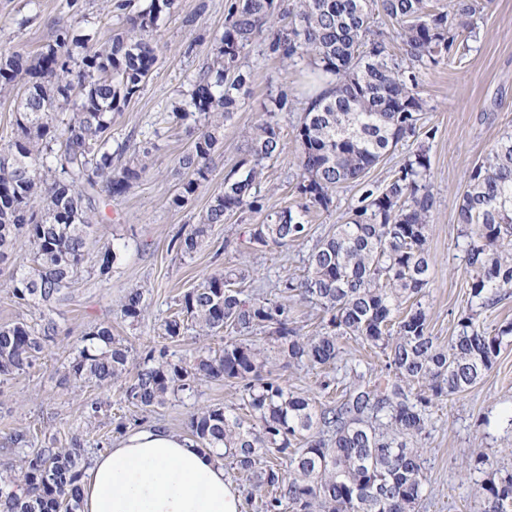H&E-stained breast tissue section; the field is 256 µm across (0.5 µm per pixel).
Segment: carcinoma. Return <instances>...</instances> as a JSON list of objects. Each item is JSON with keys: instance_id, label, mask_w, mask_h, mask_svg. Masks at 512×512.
<instances>
[{"instance_id": "cac0c4a2", "label": "carcinoma", "mask_w": 512, "mask_h": 512, "mask_svg": "<svg viewBox=\"0 0 512 512\" xmlns=\"http://www.w3.org/2000/svg\"><path fill=\"white\" fill-rule=\"evenodd\" d=\"M175 2L149 0L128 17L125 31L103 44L91 43L73 24L31 59L0 53V96L16 95L17 112L16 137L0 149V262L23 242L33 247L35 265L12 274L13 296L30 307L67 299L96 199L126 194L147 172L135 154L113 164L127 146L112 148V113L148 81L158 60L153 32ZM489 2L455 0L445 12L426 0H234L207 71L171 106L174 119L193 122L195 133L178 158L181 179L171 204L186 205L208 179L224 120L238 109L250 79L242 53L261 39L286 64L309 59L315 65L309 86L323 82L326 89L308 97L296 129V206L244 225L241 236L255 251L305 239L307 217L328 209L336 189L361 181L388 152L419 137L424 72L465 55L471 19ZM379 15L390 21L391 35L374 29ZM392 39L402 54L391 50ZM287 107L288 93L270 98L268 119L224 177V190L174 241L180 252L196 251L212 225L239 211H263L258 176L280 150L274 117ZM433 208L429 147L419 142L384 186L363 185L346 221L312 248L307 272L277 280V298L248 293L246 268L215 272L184 293L162 335L175 342L190 330L224 331L223 348L189 360L152 349L133 372L131 349L111 325L96 324L80 337L65 374L100 391L127 377L124 398L141 409L190 395L203 381L237 386L253 422L209 406L191 416L190 432L197 447L265 491L261 512H415L430 405L474 387L512 334V324L488 332L472 310L448 346L429 332L417 298L429 284L426 230ZM458 220L466 228L471 300L492 305L512 290V134L470 170ZM118 259L106 245L101 280L112 278ZM297 299L325 313L318 333H299L288 307ZM144 310V292L134 288L120 317L135 326ZM255 330L268 336L285 368L325 370L339 358L338 340L349 336L381 350L385 373L373 382L360 374L344 384L342 399L318 406L266 370V351L250 337ZM56 335L46 318L36 326L24 319L0 325V382L34 368ZM104 404L100 396L86 402V426ZM85 464L78 434L67 448L48 441L29 449L18 466L0 461V512H79ZM480 490L483 512H512V474L488 478Z\"/></svg>"}]
</instances>
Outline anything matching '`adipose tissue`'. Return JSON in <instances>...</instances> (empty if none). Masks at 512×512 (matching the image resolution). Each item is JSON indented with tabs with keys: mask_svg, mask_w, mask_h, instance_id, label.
I'll return each instance as SVG.
<instances>
[{
	"mask_svg": "<svg viewBox=\"0 0 512 512\" xmlns=\"http://www.w3.org/2000/svg\"><path fill=\"white\" fill-rule=\"evenodd\" d=\"M81 512H240V496L216 455L143 427L85 467Z\"/></svg>",
	"mask_w": 512,
	"mask_h": 512,
	"instance_id": "obj_1",
	"label": "adipose tissue"
}]
</instances>
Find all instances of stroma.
<instances>
[{"label":"stroma","instance_id":"1","mask_svg":"<svg viewBox=\"0 0 512 512\" xmlns=\"http://www.w3.org/2000/svg\"><path fill=\"white\" fill-rule=\"evenodd\" d=\"M0 0V51L24 56L38 52L52 40L56 29L79 21L83 33L104 43L120 32L129 12L143 9L147 0ZM205 13H198L199 4ZM231 0H176L172 13L162 18L156 31L161 46L158 62L138 97L112 116L113 144L128 145L142 152L151 167L125 195L103 197L96 203L98 224L88 244V253L78 279L63 302L37 310L20 306L12 295L13 269L29 265V248L18 249L0 263V325L40 316L53 318L57 334L48 341L34 369L7 383H0V457L15 459V447L6 446L7 434L18 430L34 436L49 435L68 443L83 425L84 405L91 388L65 380L64 367L82 334L92 325L108 322L114 335L124 338L137 355L165 347L178 357L198 350H218L223 336L198 337L194 333L167 342L161 326L177 309L188 290L217 271L248 266L256 292L275 297V281L282 276L299 277L308 268V253L316 241L332 236L343 223L359 186L346 184L333 196L329 210L311 214L306 240L273 250L246 249L237 234L243 224L261 217L238 213L226 223L215 224L205 243L194 254H182L175 239L187 232L212 197L223 190L224 178L248 150L244 129L265 117L271 96L287 91V110L275 120L281 131V151L266 162L261 187L265 212L292 206L297 200L299 145L296 128L304 116L307 62L284 68L282 61L255 43L246 50L245 63L252 77L241 106L224 124V140L212 156L208 182L189 203L174 208L177 160L190 145L194 133L189 125H172V102L181 98L193 76L209 61L214 37L224 28ZM480 38L462 59L441 63L424 76L420 95L426 103L423 129L434 130L430 139L431 183L435 204L426 232L431 257V279L422 300L428 329L438 343L447 344L457 331V321L469 298V274L463 227L457 222V205L470 169L481 162L488 149L504 133L512 131V0H492L478 15ZM113 244L122 252L110 280H100L97 266L100 249ZM144 291L147 311L140 325L129 326L120 317V305L133 287ZM271 371L296 392L316 402L336 400L333 392L319 388L321 373L309 368H285L274 362ZM110 404L100 415L99 429L86 437L88 455L99 454L101 440L115 442L116 424L139 418L188 436L191 415L205 406H224L248 417L235 386L205 382L193 396L170 400L149 410L136 408L124 398L123 383L113 384ZM424 444V480L416 512H479V487L467 470L472 452L482 451L487 473H512V337L504 338L491 370L475 387L452 399L434 401Z\"/></svg>","mask_w":512,"mask_h":512}]
</instances>
